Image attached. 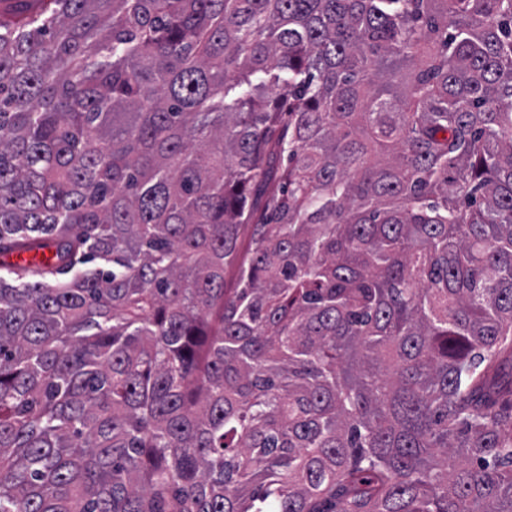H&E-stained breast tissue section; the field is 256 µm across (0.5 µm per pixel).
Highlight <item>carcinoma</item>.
<instances>
[{"instance_id": "carcinoma-1", "label": "carcinoma", "mask_w": 512, "mask_h": 512, "mask_svg": "<svg viewBox=\"0 0 512 512\" xmlns=\"http://www.w3.org/2000/svg\"><path fill=\"white\" fill-rule=\"evenodd\" d=\"M0 512H512V0H0Z\"/></svg>"}]
</instances>
